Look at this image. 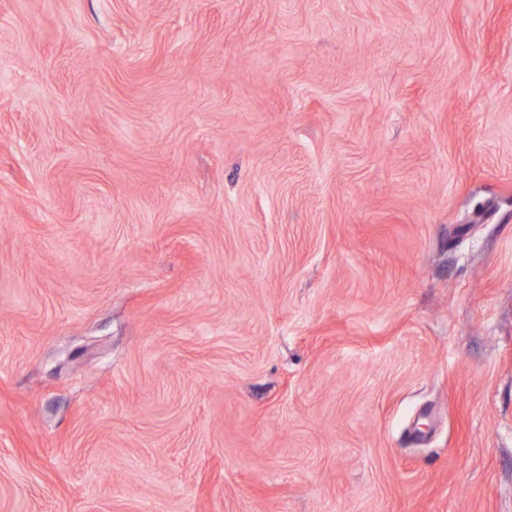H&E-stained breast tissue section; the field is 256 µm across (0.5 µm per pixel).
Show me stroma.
<instances>
[{"instance_id":"obj_1","label":"stroma","mask_w":512,"mask_h":512,"mask_svg":"<svg viewBox=\"0 0 512 512\" xmlns=\"http://www.w3.org/2000/svg\"><path fill=\"white\" fill-rule=\"evenodd\" d=\"M0 512H512V0H0Z\"/></svg>"}]
</instances>
